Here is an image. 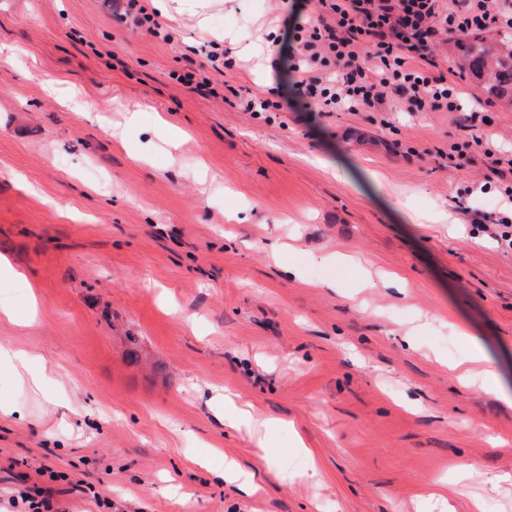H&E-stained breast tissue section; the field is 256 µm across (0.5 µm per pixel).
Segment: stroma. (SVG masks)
I'll list each match as a JSON object with an SVG mask.
<instances>
[{"mask_svg":"<svg viewBox=\"0 0 512 512\" xmlns=\"http://www.w3.org/2000/svg\"><path fill=\"white\" fill-rule=\"evenodd\" d=\"M270 6L164 0L165 42L112 0H0V255L37 299L0 281V346L33 355L0 367V512L40 467L59 512H512V249L457 208L500 207L477 154L446 156L461 115L240 111L274 84ZM213 41L223 102L178 80ZM455 323L501 396L451 370ZM216 388L279 420L266 448ZM211 446L263 491L214 481Z\"/></svg>","mask_w":512,"mask_h":512,"instance_id":"stroma-1","label":"stroma"}]
</instances>
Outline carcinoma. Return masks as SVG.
<instances>
[{
	"label": "carcinoma",
	"mask_w": 512,
	"mask_h": 512,
	"mask_svg": "<svg viewBox=\"0 0 512 512\" xmlns=\"http://www.w3.org/2000/svg\"><path fill=\"white\" fill-rule=\"evenodd\" d=\"M453 64L475 80L490 100L512 104V35L488 34L455 39Z\"/></svg>",
	"instance_id": "carcinoma-1"
}]
</instances>
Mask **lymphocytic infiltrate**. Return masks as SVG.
<instances>
[{
  "label": "lymphocytic infiltrate",
  "instance_id": "1",
  "mask_svg": "<svg viewBox=\"0 0 512 512\" xmlns=\"http://www.w3.org/2000/svg\"><path fill=\"white\" fill-rule=\"evenodd\" d=\"M267 34L271 97L253 95L246 112H467L455 80L436 54L448 39L512 31V0H285ZM481 150L505 212L474 218L481 232L512 249V155L478 136L451 144Z\"/></svg>",
  "mask_w": 512,
  "mask_h": 512
}]
</instances>
